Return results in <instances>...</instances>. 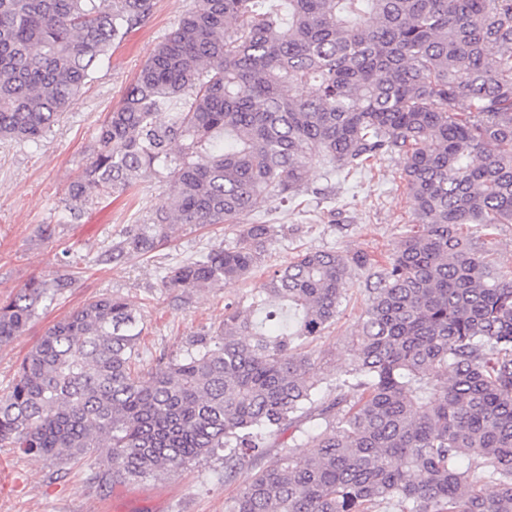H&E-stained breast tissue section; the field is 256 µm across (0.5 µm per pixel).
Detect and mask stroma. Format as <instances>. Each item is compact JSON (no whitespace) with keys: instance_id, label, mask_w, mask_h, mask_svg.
Instances as JSON below:
<instances>
[{"instance_id":"35a3bbf8","label":"stroma","mask_w":512,"mask_h":512,"mask_svg":"<svg viewBox=\"0 0 512 512\" xmlns=\"http://www.w3.org/2000/svg\"><path fill=\"white\" fill-rule=\"evenodd\" d=\"M149 17L97 65L77 103L36 142H0V302L34 278L67 277L70 285L44 302L28 328L0 344V394L44 332L89 299L124 296L143 325L139 365L179 354L192 336L217 326L226 303L263 287L268 275L306 250L363 252L383 261L413 220L403 192L402 162L386 157L373 170L325 178L312 166L308 192L281 207L265 205L255 220L278 236L263 267L250 277L185 295L167 288L168 267L232 244L234 224L183 225L155 251L113 260L112 245L148 218L164 199L162 174L143 172L134 190L102 194L71 210L65 193L85 168L97 130L119 105L154 47L195 0H154ZM371 271L353 269L346 302L333 325L311 346L316 372L328 384L347 368L353 336L368 306ZM238 482H225L224 463L210 460L179 474L138 483L102 478L87 461H50L0 447V512H225Z\"/></svg>"}]
</instances>
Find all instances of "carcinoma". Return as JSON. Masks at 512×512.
<instances>
[{
    "label": "carcinoma",
    "instance_id": "cac0c4a2",
    "mask_svg": "<svg viewBox=\"0 0 512 512\" xmlns=\"http://www.w3.org/2000/svg\"><path fill=\"white\" fill-rule=\"evenodd\" d=\"M104 2L0 0V141L41 138L153 9ZM310 82L312 97L285 91ZM96 139L68 189L76 206L167 172L165 201L112 259L177 225H240L233 244L168 268L186 295L262 266L277 229L245 218L297 198L315 162L349 174L398 155L414 225L380 267L298 254L146 371L131 304L84 303L0 396L1 446L53 460L104 448L105 472L127 481L211 458L227 481L255 470L227 512H512V276L464 232L512 224V0H196ZM355 267L376 281L325 395L305 348L336 323ZM66 287L35 278L0 303V343ZM312 414L324 429L300 456L280 438ZM273 446L276 465L257 469Z\"/></svg>",
    "mask_w": 512,
    "mask_h": 512
}]
</instances>
